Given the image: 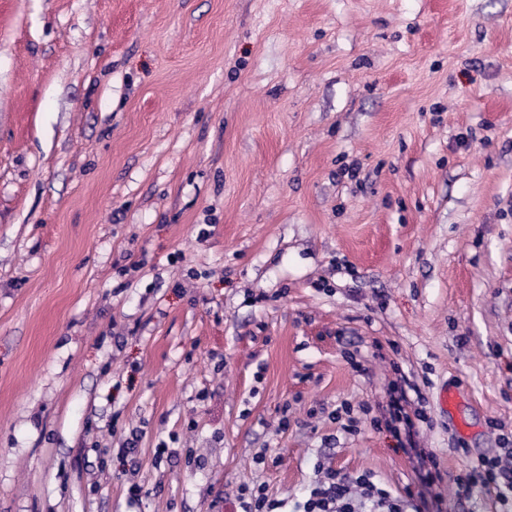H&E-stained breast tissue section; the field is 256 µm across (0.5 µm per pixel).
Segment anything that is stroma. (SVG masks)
Instances as JSON below:
<instances>
[{
	"label": "stroma",
	"mask_w": 512,
	"mask_h": 512,
	"mask_svg": "<svg viewBox=\"0 0 512 512\" xmlns=\"http://www.w3.org/2000/svg\"><path fill=\"white\" fill-rule=\"evenodd\" d=\"M404 377L512 442V0H0V512L404 493Z\"/></svg>",
	"instance_id": "35a3bbf8"
}]
</instances>
